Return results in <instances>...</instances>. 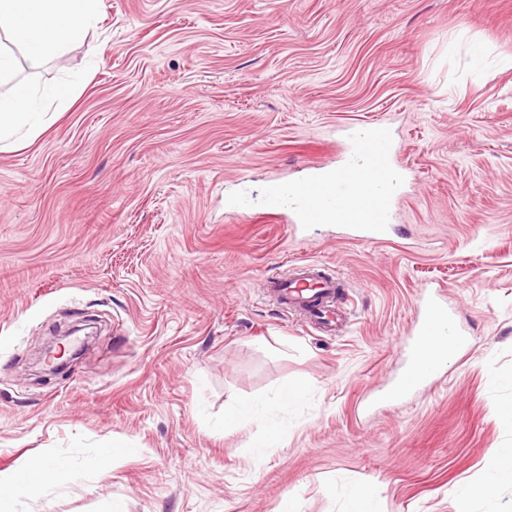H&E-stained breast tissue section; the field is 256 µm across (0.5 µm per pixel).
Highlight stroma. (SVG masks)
I'll use <instances>...</instances> for the list:
<instances>
[{
  "label": "stroma",
  "mask_w": 512,
  "mask_h": 512,
  "mask_svg": "<svg viewBox=\"0 0 512 512\" xmlns=\"http://www.w3.org/2000/svg\"><path fill=\"white\" fill-rule=\"evenodd\" d=\"M484 51L473 67L474 47ZM80 80L30 145L0 151V471L134 447L31 512H512V0H100L84 39L8 84ZM387 128L400 196L386 240L269 220L270 183ZM247 189L248 216L224 199ZM321 264L346 314L322 332L270 301L269 276ZM470 339L446 377L378 405L402 370L422 286ZM81 320L63 369L34 365ZM287 384L262 461L236 402Z\"/></svg>",
  "instance_id": "stroma-1"
}]
</instances>
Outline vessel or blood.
<instances>
[{"label":"vessel or blood","instance_id":"vessel-or-blood-1","mask_svg":"<svg viewBox=\"0 0 512 512\" xmlns=\"http://www.w3.org/2000/svg\"><path fill=\"white\" fill-rule=\"evenodd\" d=\"M308 182L315 192H305L296 182H273L267 191L265 214L272 220L290 215L296 224H340L349 238L365 243H382L392 220V205L399 188V176L392 163V143L384 128L374 126L353 131L344 161L336 168L312 167ZM265 292L281 305L306 311L318 322L332 326L336 312L329 302L340 286L338 280L307 264L301 276L269 277ZM451 336L455 352L465 350L468 340L459 328L442 290L419 291L415 320L400 348L420 350L433 336ZM442 362H411L392 389L393 394L411 392L440 376Z\"/></svg>","mask_w":512,"mask_h":512}]
</instances>
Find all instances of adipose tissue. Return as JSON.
Returning a JSON list of instances; mask_svg holds the SVG:
<instances>
[{"mask_svg":"<svg viewBox=\"0 0 512 512\" xmlns=\"http://www.w3.org/2000/svg\"><path fill=\"white\" fill-rule=\"evenodd\" d=\"M99 0H0V39L24 46V61L31 70L80 40L94 20ZM49 126L37 110V96L14 90L0 97V149L28 145ZM303 395L301 388L284 386L272 396L236 403L224 418L225 426H240L263 420L274 412L294 407ZM127 445L100 449L76 468L67 460L34 458L20 469L0 471V512H24L29 501L43 498L65 482L85 472L105 475L112 456L131 454Z\"/></svg>","mask_w":512,"mask_h":512,"instance_id":"adipose-tissue-1","label":"adipose tissue"}]
</instances>
